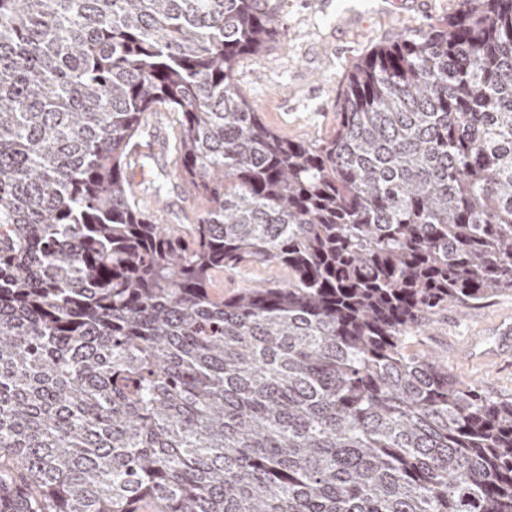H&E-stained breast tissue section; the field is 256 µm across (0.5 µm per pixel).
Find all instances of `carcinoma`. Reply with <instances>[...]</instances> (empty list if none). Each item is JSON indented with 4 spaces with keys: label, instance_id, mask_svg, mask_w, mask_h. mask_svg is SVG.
I'll return each mask as SVG.
<instances>
[{
    "label": "carcinoma",
    "instance_id": "carcinoma-1",
    "mask_svg": "<svg viewBox=\"0 0 512 512\" xmlns=\"http://www.w3.org/2000/svg\"><path fill=\"white\" fill-rule=\"evenodd\" d=\"M277 9L0 0V512H512V400L407 351L512 291V0L353 62L316 140L234 83ZM160 108L192 224L136 200ZM284 273L280 268L265 265H253L238 268L224 269V278L216 284V292H223L230 296L238 288L254 283H273L282 279Z\"/></svg>",
    "mask_w": 512,
    "mask_h": 512
}]
</instances>
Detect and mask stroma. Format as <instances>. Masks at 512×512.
<instances>
[{
  "label": "stroma",
  "instance_id": "obj_1",
  "mask_svg": "<svg viewBox=\"0 0 512 512\" xmlns=\"http://www.w3.org/2000/svg\"><path fill=\"white\" fill-rule=\"evenodd\" d=\"M459 0H281L280 36L260 56L242 57L235 82L272 129L291 138L327 137L336 126V101L349 65L379 43L398 34L427 29L453 14ZM176 117L152 113L135 141L140 159L133 178L142 203L154 208L151 188L169 180L165 217L188 224L203 201L176 170L169 150ZM281 269L253 265L228 268L216 285L224 295L254 283H273ZM512 329V291L473 305H447L431 316L409 349L434 356L458 379L485 394L512 400V346H504Z\"/></svg>",
  "mask_w": 512,
  "mask_h": 512
}]
</instances>
